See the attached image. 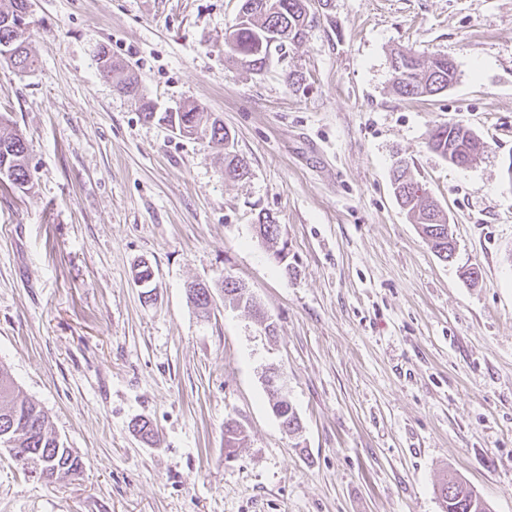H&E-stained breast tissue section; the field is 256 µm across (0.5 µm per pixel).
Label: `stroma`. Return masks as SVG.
<instances>
[{"instance_id":"1","label":"stroma","mask_w":512,"mask_h":512,"mask_svg":"<svg viewBox=\"0 0 512 512\" xmlns=\"http://www.w3.org/2000/svg\"><path fill=\"white\" fill-rule=\"evenodd\" d=\"M31 3L35 70L0 63L29 173L0 181V363L84 469L48 485L0 457V512H441L451 470L512 512V0H313L305 39L259 72L224 54L240 0ZM398 47L447 56L455 84L395 95ZM104 48L159 109L220 113L250 178L144 122L99 76ZM450 121L490 143L469 166L427 147ZM400 158L449 215L453 262L399 207ZM192 281L213 286L209 318ZM273 370L299 434L272 412ZM229 419L246 431L230 461Z\"/></svg>"}]
</instances>
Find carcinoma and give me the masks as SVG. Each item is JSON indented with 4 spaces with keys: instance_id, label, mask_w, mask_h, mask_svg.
Wrapping results in <instances>:
<instances>
[{
    "instance_id": "cac0c4a2",
    "label": "carcinoma",
    "mask_w": 512,
    "mask_h": 512,
    "mask_svg": "<svg viewBox=\"0 0 512 512\" xmlns=\"http://www.w3.org/2000/svg\"><path fill=\"white\" fill-rule=\"evenodd\" d=\"M27 0H10L9 7L0 9V61L20 71H32L35 59L30 53L25 37L31 21L20 26L21 7ZM308 0H243L236 21L224 34L227 58L261 71L274 52L283 51L287 45L302 41L310 20L303 15L302 5ZM99 58V75L112 81L114 87L128 95H137L136 83L124 76L122 69L112 62L107 49ZM392 87L396 94L413 99L436 95L448 89L456 81L457 72L453 61L446 56H432L426 60L409 49H399L391 57ZM141 117L146 122H157L178 131L189 140L224 144V175L245 180L250 177L248 162L239 156L224 121L215 113L197 105L188 104L175 111L158 112L144 102ZM429 149L443 159L448 153H457L475 161L488 148L483 138L463 124L450 122L433 127L428 135ZM0 178L22 187L28 182L27 147L22 137L0 121ZM393 184L401 206L415 218L424 238L431 244L436 256L450 262L456 247L448 241V224L438 219L439 210L434 201L420 194L423 184L410 170L407 162L400 160L393 169ZM258 235L262 242L273 248L281 239V225L267 214L258 216ZM224 298L237 304L250 306L246 287L241 282L224 277L218 282ZM189 302L199 312L208 314L211 306L209 287L187 291ZM16 385L7 368L0 365V435L13 439L14 447L21 452L39 458L44 481L77 476L83 469L82 459L73 450H65L56 434L49 416L40 404L32 399L14 397ZM272 410L282 428L288 433L301 429L299 417L291 403L277 391L269 390ZM133 431L146 443H155L157 432L148 420L139 419L132 424ZM245 440L244 430L236 422L224 423V447L233 453ZM442 512H492V506L477 493L467 481L450 473L448 480L439 488Z\"/></svg>"
}]
</instances>
